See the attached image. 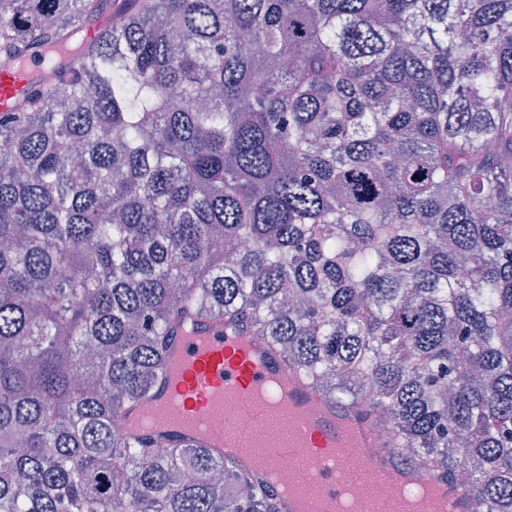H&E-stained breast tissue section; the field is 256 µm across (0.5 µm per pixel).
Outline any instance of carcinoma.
I'll list each match as a JSON object with an SVG mask.
<instances>
[{
  "label": "carcinoma",
  "mask_w": 512,
  "mask_h": 512,
  "mask_svg": "<svg viewBox=\"0 0 512 512\" xmlns=\"http://www.w3.org/2000/svg\"><path fill=\"white\" fill-rule=\"evenodd\" d=\"M105 2L0 0V512H278L112 428L192 318L512 512V0ZM42 60L34 57L30 60L27 72L23 76L1 78L0 76V112H5L17 100L28 84V76L42 67Z\"/></svg>",
  "instance_id": "cac0c4a2"
}]
</instances>
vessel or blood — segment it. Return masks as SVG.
Segmentation results:
<instances>
[{
	"label": "vessel or blood",
	"mask_w": 512,
	"mask_h": 512,
	"mask_svg": "<svg viewBox=\"0 0 512 512\" xmlns=\"http://www.w3.org/2000/svg\"><path fill=\"white\" fill-rule=\"evenodd\" d=\"M41 66V59L35 57L26 75L0 77V112L14 104L28 84L29 74ZM273 375L287 378L288 404L295 408L299 426L287 446L268 443L259 464L253 458L256 442L241 425L261 420L262 411L252 396ZM219 416L232 418L240 427L236 451L225 447L223 430L214 423ZM124 421L132 434L172 437L208 448L260 477L266 469L282 467L293 455L307 456L312 465L315 512H335L345 490L336 456L340 448L353 449L370 469L405 480L409 486H431L447 512H467L461 489L437 480L425 468L404 465L386 454V442L369 419L287 370L263 338L234 324L202 318L179 328L169 342L152 392Z\"/></svg>",
	"instance_id": "1"
}]
</instances>
